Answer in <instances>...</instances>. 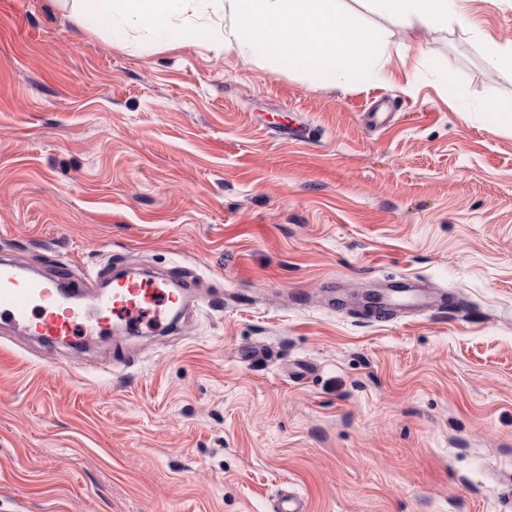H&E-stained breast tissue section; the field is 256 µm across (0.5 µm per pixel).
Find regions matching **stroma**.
Here are the masks:
<instances>
[{
	"label": "stroma",
	"mask_w": 512,
	"mask_h": 512,
	"mask_svg": "<svg viewBox=\"0 0 512 512\" xmlns=\"http://www.w3.org/2000/svg\"><path fill=\"white\" fill-rule=\"evenodd\" d=\"M344 4L382 80L0 0V257L188 275L194 302L87 346L0 323V512H502L512 121L483 106L512 73L479 41H512V0H467L476 35ZM404 283L443 307L367 312Z\"/></svg>",
	"instance_id": "obj_1"
}]
</instances>
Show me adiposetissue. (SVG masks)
<instances>
[{
    "label": "adipose tissue",
    "instance_id": "1",
    "mask_svg": "<svg viewBox=\"0 0 512 512\" xmlns=\"http://www.w3.org/2000/svg\"><path fill=\"white\" fill-rule=\"evenodd\" d=\"M77 17L108 16L113 30H154L180 21L207 27L215 48L289 66L344 84L380 79L389 46L380 29L363 24L342 0H77ZM373 14L409 26L454 22L478 32L465 0H360Z\"/></svg>",
    "mask_w": 512,
    "mask_h": 512
}]
</instances>
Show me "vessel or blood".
Masks as SVG:
<instances>
[{"instance_id":"b4317fda","label":"vessel or blood","mask_w":512,"mask_h":512,"mask_svg":"<svg viewBox=\"0 0 512 512\" xmlns=\"http://www.w3.org/2000/svg\"><path fill=\"white\" fill-rule=\"evenodd\" d=\"M179 293L155 280L123 278L114 281L108 297L90 283L61 291L56 279L16 263L0 265V318L34 336L68 340L76 327L92 335L100 314L149 328L159 326Z\"/></svg>"}]
</instances>
